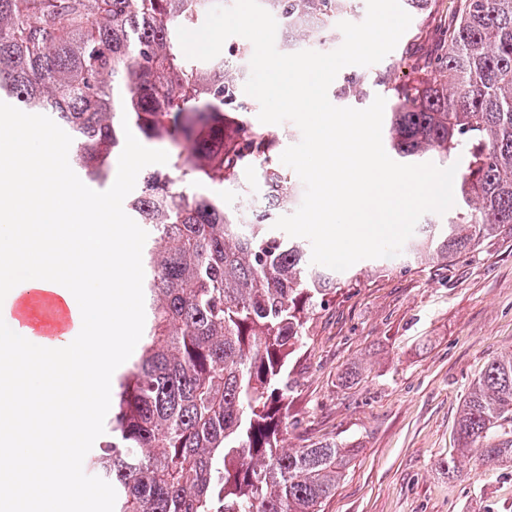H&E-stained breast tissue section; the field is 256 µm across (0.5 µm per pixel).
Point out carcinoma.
<instances>
[{"label":"carcinoma","instance_id":"carcinoma-1","mask_svg":"<svg viewBox=\"0 0 512 512\" xmlns=\"http://www.w3.org/2000/svg\"><path fill=\"white\" fill-rule=\"evenodd\" d=\"M215 0H0V93L45 112L72 137L71 165L105 183L125 146L122 118L179 146L130 201L147 227L145 324L86 461L116 491L114 512H320L347 465L333 443L284 446L288 362L307 323L358 274L311 264L310 247L244 219L196 186L260 167L272 207L292 170L250 121L236 70L184 55ZM286 44L336 43L351 0H260ZM434 75L387 86L388 143L403 164L457 158L460 197L445 223L421 225L402 256L443 263L512 233V0H452ZM347 75L342 98L362 95ZM461 460L512 465V352L471 384L457 422Z\"/></svg>","mask_w":512,"mask_h":512}]
</instances>
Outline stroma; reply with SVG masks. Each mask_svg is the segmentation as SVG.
Here are the masks:
<instances>
[{"instance_id":"1","label":"stroma","mask_w":512,"mask_h":512,"mask_svg":"<svg viewBox=\"0 0 512 512\" xmlns=\"http://www.w3.org/2000/svg\"><path fill=\"white\" fill-rule=\"evenodd\" d=\"M448 0L413 16L396 48L369 69L356 109L402 82L403 56L427 62L448 17ZM229 210L263 199L259 169L237 185L204 183ZM512 350V237L447 264L389 260L362 273L307 325L288 370L289 447L335 443L351 461L322 512H512V467L488 461L449 479L457 420L468 388L493 357Z\"/></svg>"}]
</instances>
